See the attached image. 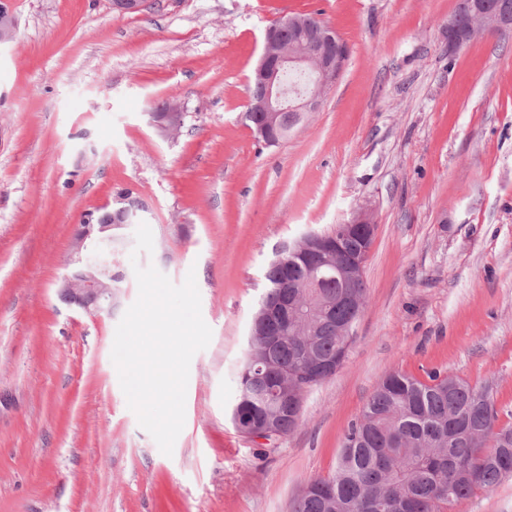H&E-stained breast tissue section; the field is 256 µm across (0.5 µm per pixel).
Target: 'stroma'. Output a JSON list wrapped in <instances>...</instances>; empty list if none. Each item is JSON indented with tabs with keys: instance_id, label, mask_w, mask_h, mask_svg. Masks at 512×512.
Returning <instances> with one entry per match:
<instances>
[{
	"instance_id": "obj_1",
	"label": "stroma",
	"mask_w": 512,
	"mask_h": 512,
	"mask_svg": "<svg viewBox=\"0 0 512 512\" xmlns=\"http://www.w3.org/2000/svg\"><path fill=\"white\" fill-rule=\"evenodd\" d=\"M0 52V512H291L380 380L438 369L488 387L512 424V33L448 45L457 0H12ZM312 13L344 65L279 145L245 119L264 33ZM184 103L181 134L148 114ZM130 190L152 253L115 247L120 312L61 303L72 228ZM366 213L355 341L268 445L231 412L268 264ZM195 271L212 330L164 455L111 359L135 266ZM11 0L0 1V52L2 47L9 46L16 39L17 19Z\"/></svg>"
}]
</instances>
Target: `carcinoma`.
I'll list each match as a JSON object with an SVG mask.
<instances>
[{"label": "carcinoma", "mask_w": 512, "mask_h": 512, "mask_svg": "<svg viewBox=\"0 0 512 512\" xmlns=\"http://www.w3.org/2000/svg\"><path fill=\"white\" fill-rule=\"evenodd\" d=\"M267 295L293 298L319 293L332 299L341 289L333 280L307 287L305 270L288 271L270 264ZM353 314L338 306L319 319L308 335L292 325L276 352L282 368L294 375L303 395L336 373L354 342L338 327ZM271 396L258 395L240 376L235 407L242 417L261 419ZM301 410L282 406V435L294 429ZM498 414L488 390L437 371L421 380L403 372L382 379L360 419L352 424L336 460L334 473L310 483L293 512H448L457 502L490 491L512 475V425L497 426Z\"/></svg>", "instance_id": "cac0c4a2"}]
</instances>
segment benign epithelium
Wrapping results in <instances>:
<instances>
[{"instance_id":"1","label":"benign epithelium","mask_w":512,"mask_h":512,"mask_svg":"<svg viewBox=\"0 0 512 512\" xmlns=\"http://www.w3.org/2000/svg\"><path fill=\"white\" fill-rule=\"evenodd\" d=\"M472 18L479 21L485 30L497 32L512 26V13L498 5H489L486 0H475L471 6ZM288 27L297 33H307V43L292 42V51H282L281 28ZM17 34V19L11 0H0V48L13 43ZM477 35L475 24L462 26L458 17L448 21V46L460 49ZM336 32L322 24L312 27L298 18H286L281 25L266 30L262 53L254 69L256 92L248 99V116L260 113L262 123L259 132L268 145L277 144L308 115L320 107L322 95L336 79L340 59L334 53ZM306 74L311 77L313 89L305 94L288 95L284 78L289 72ZM186 112L181 103L169 101L148 113L149 123L165 137H173L181 128ZM146 210L145 203L130 191L118 193L113 201L105 204L97 215L81 219L72 236L71 264L73 270L64 275L58 285L59 299L71 306L86 311L112 314L118 305L119 291L112 286V243L119 238L112 230L127 228L133 224L138 213ZM336 239L308 233L280 254L290 257L314 254L321 259L312 271L311 279L317 283L325 278L336 280L337 287L346 292L336 295V304L348 306L360 314V308L349 288H358L365 283L364 265L369 248L362 243L372 238L374 224L360 213L350 221L335 226ZM277 305L268 304L254 316L250 335L267 333L269 345L277 338L269 335V318ZM274 372V367L265 358H252L246 373L252 380H265ZM281 387L278 397L293 406L300 405L297 390L288 385V374L280 373ZM246 436L264 442L279 438L276 418L268 417L261 422L249 421L245 427Z\"/></svg>"}]
</instances>
